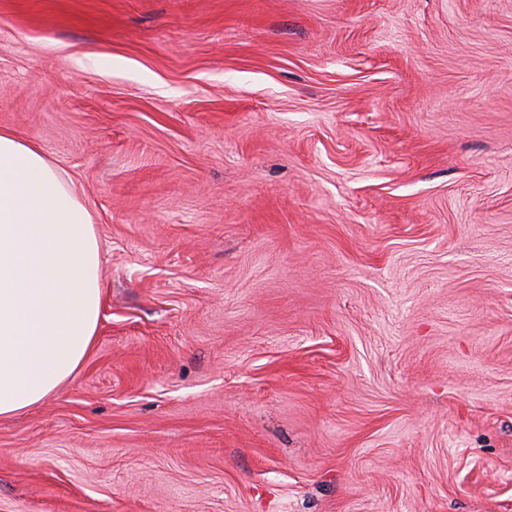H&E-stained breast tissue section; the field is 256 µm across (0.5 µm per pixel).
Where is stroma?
I'll use <instances>...</instances> for the list:
<instances>
[{
  "label": "stroma",
  "mask_w": 512,
  "mask_h": 512,
  "mask_svg": "<svg viewBox=\"0 0 512 512\" xmlns=\"http://www.w3.org/2000/svg\"><path fill=\"white\" fill-rule=\"evenodd\" d=\"M0 130L102 259L0 512H512V0H0Z\"/></svg>",
  "instance_id": "obj_1"
}]
</instances>
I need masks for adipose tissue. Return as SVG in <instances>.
<instances>
[{"mask_svg": "<svg viewBox=\"0 0 512 512\" xmlns=\"http://www.w3.org/2000/svg\"><path fill=\"white\" fill-rule=\"evenodd\" d=\"M102 263L92 216L45 152L0 130V417L42 401L94 341Z\"/></svg>", "mask_w": 512, "mask_h": 512, "instance_id": "ef3b65f1", "label": "adipose tissue"}]
</instances>
